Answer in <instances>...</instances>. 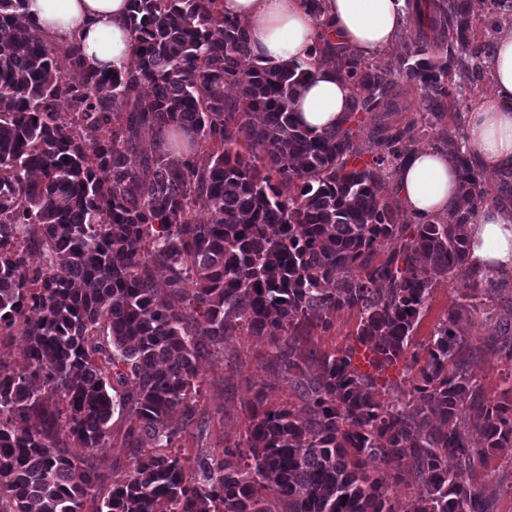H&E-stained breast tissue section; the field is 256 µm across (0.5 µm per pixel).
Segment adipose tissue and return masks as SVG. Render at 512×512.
I'll list each match as a JSON object with an SVG mask.
<instances>
[{"instance_id":"obj_1","label":"adipose tissue","mask_w":512,"mask_h":512,"mask_svg":"<svg viewBox=\"0 0 512 512\" xmlns=\"http://www.w3.org/2000/svg\"><path fill=\"white\" fill-rule=\"evenodd\" d=\"M224 14L244 23L256 60L275 67L305 63L318 38L368 59L388 50L401 33L408 0H325L328 28H319L302 0H223ZM128 0H28L26 15L52 40L80 35L86 70L129 65ZM492 90L474 107L468 122L470 146L488 171L512 167V26H502L489 58ZM352 86L331 65H318L292 103L298 121L321 133L343 125ZM399 192L414 215H447L458 201L459 171L452 154L415 150L398 176ZM469 263L477 270L512 274V207L483 205L468 227Z\"/></svg>"}]
</instances>
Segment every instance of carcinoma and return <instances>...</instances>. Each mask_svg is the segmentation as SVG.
Here are the masks:
<instances>
[{"instance_id":"carcinoma-1","label":"carcinoma","mask_w":512,"mask_h":512,"mask_svg":"<svg viewBox=\"0 0 512 512\" xmlns=\"http://www.w3.org/2000/svg\"><path fill=\"white\" fill-rule=\"evenodd\" d=\"M412 14L435 48L409 46L394 70L315 49L353 86L345 125L315 134L291 109L309 64H258L223 0H129L132 63L99 73L35 27L26 0H0V170L12 172L0 180V345L22 337L26 361H0V512H84L89 496L93 512H396L401 485L423 489L403 512H493L471 475L512 453V387L488 394L470 363L485 351L512 363V304L496 301L512 285L468 262L482 165L466 138L452 142L460 204L412 224L383 184L415 125L353 164L351 123L397 110L394 77L424 92L431 129L465 91L452 71L484 73L469 0ZM507 15L512 0H491V25ZM182 134L206 164L170 152L163 136ZM439 279L464 290L421 357L409 347ZM342 310L359 313L353 344L300 349ZM475 313L485 336L462 326ZM243 330L269 340L268 365L299 405L271 408L261 388L243 442L182 456L170 420L197 421L200 361ZM116 411L132 463L110 482L91 452Z\"/></svg>"}]
</instances>
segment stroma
Returning a JSON list of instances; mask_svg holds the SVG:
<instances>
[{"instance_id": "stroma-1", "label": "stroma", "mask_w": 512, "mask_h": 512, "mask_svg": "<svg viewBox=\"0 0 512 512\" xmlns=\"http://www.w3.org/2000/svg\"><path fill=\"white\" fill-rule=\"evenodd\" d=\"M399 90L404 111L358 114L354 127L360 163L371 162L372 139L378 129L401 128L411 123L423 125V92L410 83L400 85ZM459 292L458 284L443 280L436 283L416 330L415 342L426 341L434 325L455 305ZM269 351L266 338L243 332L226 342L222 359L201 362L202 385L197 396V416L205 426L200 430L192 425L182 427L176 441L181 454L191 457L201 448L218 454L226 446L243 441L249 407L258 389H266L272 402L293 401L287 384L267 365ZM129 425L126 415L113 414L107 440L94 451L101 472L113 479L122 477L131 464V450L126 439ZM472 478L483 486L486 497L493 501L494 512H512V494L506 491L507 485L512 484L511 459L502 455L491 457L487 465L476 468Z\"/></svg>"}]
</instances>
